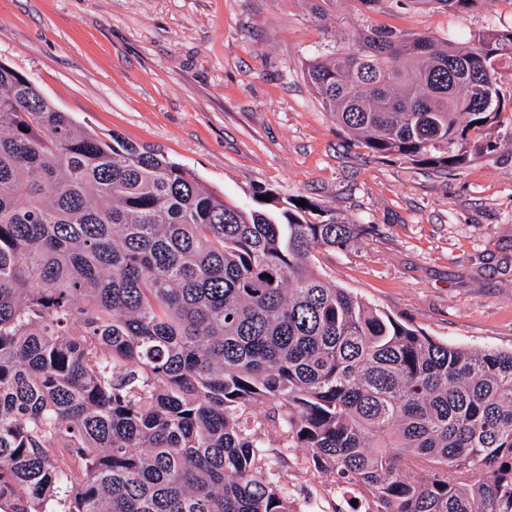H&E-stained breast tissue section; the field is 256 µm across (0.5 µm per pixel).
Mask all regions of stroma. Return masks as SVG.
<instances>
[{
	"label": "stroma",
	"mask_w": 512,
	"mask_h": 512,
	"mask_svg": "<svg viewBox=\"0 0 512 512\" xmlns=\"http://www.w3.org/2000/svg\"><path fill=\"white\" fill-rule=\"evenodd\" d=\"M368 18L464 48L511 30L512 0ZM333 45L306 0H0V62L76 121L164 152L225 202L255 206L262 187L335 210L358 233L316 270L438 341L512 350V142L447 173L372 156L306 79ZM288 455L296 500L348 512L335 477Z\"/></svg>",
	"instance_id": "1"
}]
</instances>
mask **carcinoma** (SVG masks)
Listing matches in <instances>:
<instances>
[{
	"label": "carcinoma",
	"instance_id": "1",
	"mask_svg": "<svg viewBox=\"0 0 512 512\" xmlns=\"http://www.w3.org/2000/svg\"><path fill=\"white\" fill-rule=\"evenodd\" d=\"M344 24L356 48L306 77L370 154L445 171L512 137V30L458 49ZM256 194L226 203L0 63V512H300L291 448L369 512H512V350L366 305L311 264L355 225Z\"/></svg>",
	"mask_w": 512,
	"mask_h": 512
}]
</instances>
